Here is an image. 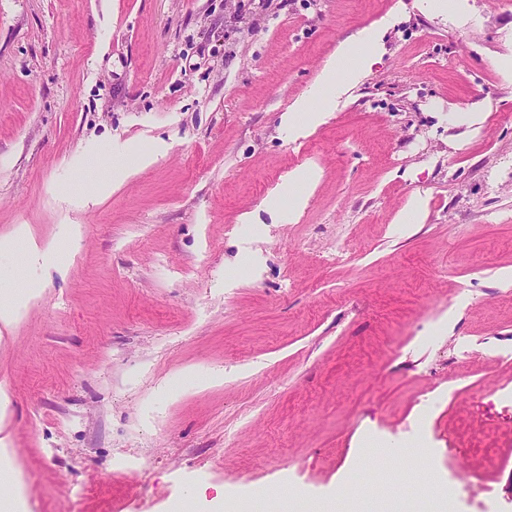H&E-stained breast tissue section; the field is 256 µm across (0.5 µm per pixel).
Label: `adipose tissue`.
I'll list each match as a JSON object with an SVG mask.
<instances>
[{
  "mask_svg": "<svg viewBox=\"0 0 512 512\" xmlns=\"http://www.w3.org/2000/svg\"><path fill=\"white\" fill-rule=\"evenodd\" d=\"M381 39L379 30L361 29L343 44L328 62L312 94L294 104V126H313L322 121L326 112L336 107L338 98L347 87L356 85L369 72L375 59V47Z\"/></svg>",
  "mask_w": 512,
  "mask_h": 512,
  "instance_id": "ef3b65f1",
  "label": "adipose tissue"
}]
</instances>
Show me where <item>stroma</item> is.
Listing matches in <instances>:
<instances>
[{"label":"stroma","instance_id":"1","mask_svg":"<svg viewBox=\"0 0 512 512\" xmlns=\"http://www.w3.org/2000/svg\"><path fill=\"white\" fill-rule=\"evenodd\" d=\"M372 26L367 77L289 133ZM511 60L512 0H0V276L38 292L0 340V492L512 512ZM113 151L154 160L113 180ZM19 224L83 237L57 267ZM313 173H306L302 176L292 178L282 188L275 190L265 200V205L271 208H276L279 211H284L280 208V200L289 196L292 198V205L287 209V212L296 211L305 201V187L314 178ZM16 240L21 243L27 255L30 256H47L56 254L58 246L54 242L43 243L38 241L32 234L27 225L21 224L15 231Z\"/></svg>","mask_w":512,"mask_h":512}]
</instances>
